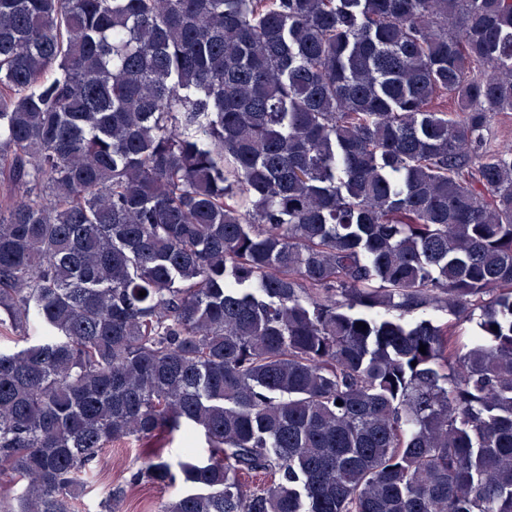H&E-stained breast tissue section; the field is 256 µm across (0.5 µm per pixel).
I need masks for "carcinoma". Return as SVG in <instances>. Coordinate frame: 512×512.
<instances>
[{"mask_svg":"<svg viewBox=\"0 0 512 512\" xmlns=\"http://www.w3.org/2000/svg\"><path fill=\"white\" fill-rule=\"evenodd\" d=\"M503 112L512 0H0L6 512H512ZM141 448L143 442L134 436L107 448L93 468L94 477L88 480L84 494L71 503V512H103L101 501L105 497V487L120 483L126 469L138 467ZM175 491L168 488L146 486L129 490L122 504L121 512H154L155 505L174 496Z\"/></svg>","mask_w":512,"mask_h":512,"instance_id":"carcinoma-1","label":"carcinoma"}]
</instances>
